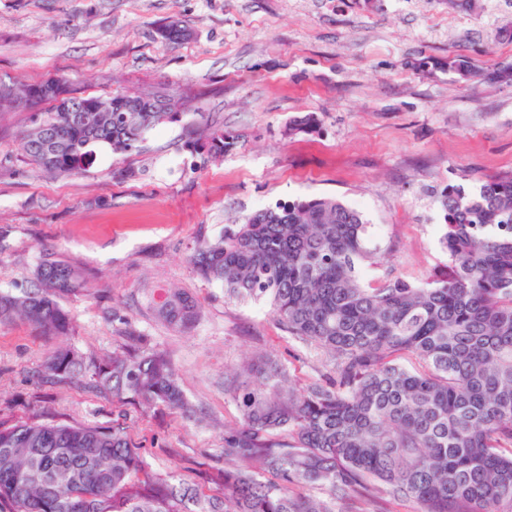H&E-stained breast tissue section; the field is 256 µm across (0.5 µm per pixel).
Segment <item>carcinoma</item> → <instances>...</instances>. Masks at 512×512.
I'll return each instance as SVG.
<instances>
[{
  "label": "carcinoma",
  "instance_id": "obj_1",
  "mask_svg": "<svg viewBox=\"0 0 512 512\" xmlns=\"http://www.w3.org/2000/svg\"><path fill=\"white\" fill-rule=\"evenodd\" d=\"M34 105L77 91L63 79L33 90ZM155 94L112 97L110 112H34L24 133L29 159L50 174L84 169L96 149L138 150L145 134L178 118L155 112ZM235 137L210 126L187 140L214 157ZM440 242L453 273L416 286L388 274L378 286L357 268L374 260L367 225L333 198L284 202L201 239L188 262L237 301L267 303L289 335L325 350L333 375L302 391L278 364H246L234 388L241 424L224 429L222 492L159 474L118 423L110 427L19 423L0 426V504L11 512H389L392 499L420 512H512V171L472 192L446 186ZM34 289L0 293V321L21 316L43 336H65L72 320L57 298L89 287L82 270L46 257ZM154 311L186 329L196 317L184 292L163 289ZM412 356L421 369L401 362ZM50 381L85 378L124 402L190 411L171 358L131 352L88 361L59 347L45 361ZM289 432L291 442L275 436ZM14 448L28 454L8 457ZM62 469L64 485L33 478ZM317 485L325 499L297 492Z\"/></svg>",
  "mask_w": 512,
  "mask_h": 512
}]
</instances>
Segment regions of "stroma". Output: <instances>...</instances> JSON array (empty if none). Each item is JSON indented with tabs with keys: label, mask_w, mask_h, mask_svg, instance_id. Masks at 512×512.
<instances>
[{
	"label": "stroma",
	"mask_w": 512,
	"mask_h": 512,
	"mask_svg": "<svg viewBox=\"0 0 512 512\" xmlns=\"http://www.w3.org/2000/svg\"><path fill=\"white\" fill-rule=\"evenodd\" d=\"M172 22L188 31L174 43L158 35ZM454 59L472 75L450 69ZM51 77L95 97L163 88L184 105L138 152L99 149L66 176L24 154L30 110H0V291L30 289L48 254L90 280L60 300L69 335L0 323V423L95 427L123 415L148 472L207 494L224 431L240 421V367L271 359L301 388L333 361L284 331L267 304L228 300L194 275L185 257L196 241L265 207L334 197L386 227L369 241L379 259L360 268L363 283L393 269L422 285L451 267L441 190L512 170V0H0V82ZM204 115L237 140L223 158L185 146ZM307 115L316 126L289 133ZM129 168L135 178H124ZM163 288L196 300L189 330L154 313ZM131 333L170 354L192 417L42 376L57 347L88 359Z\"/></svg>",
	"instance_id": "1"
}]
</instances>
